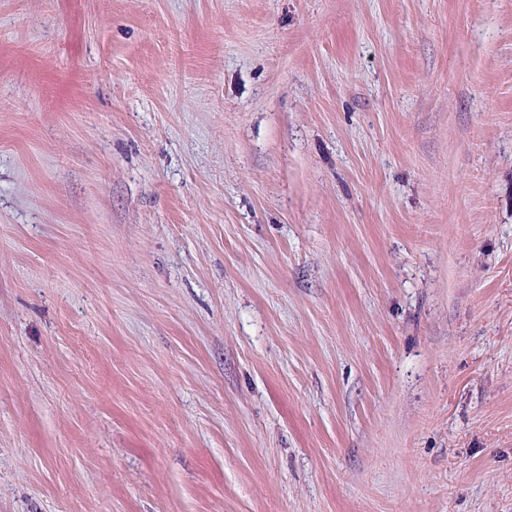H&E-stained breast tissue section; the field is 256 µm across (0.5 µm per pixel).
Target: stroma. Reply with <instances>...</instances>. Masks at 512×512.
Wrapping results in <instances>:
<instances>
[{"instance_id": "1", "label": "stroma", "mask_w": 512, "mask_h": 512, "mask_svg": "<svg viewBox=\"0 0 512 512\" xmlns=\"http://www.w3.org/2000/svg\"><path fill=\"white\" fill-rule=\"evenodd\" d=\"M0 512H512V0H0Z\"/></svg>"}]
</instances>
